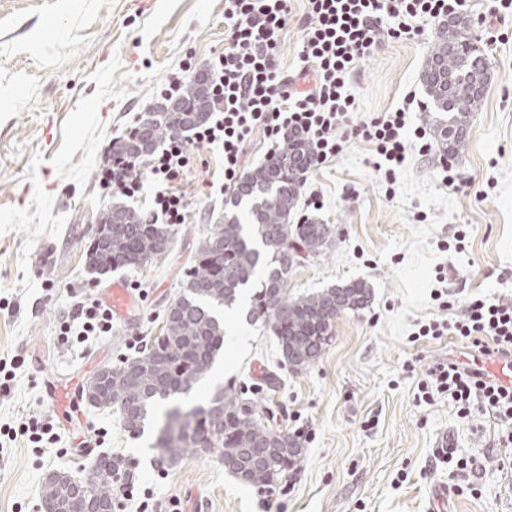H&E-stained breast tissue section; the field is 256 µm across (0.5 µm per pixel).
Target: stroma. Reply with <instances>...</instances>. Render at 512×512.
<instances>
[{
    "mask_svg": "<svg viewBox=\"0 0 512 512\" xmlns=\"http://www.w3.org/2000/svg\"><path fill=\"white\" fill-rule=\"evenodd\" d=\"M466 0L472 36L493 78L473 113L463 151L421 154L414 130L429 132L421 73L438 32L382 38L349 81L359 117L406 111L407 159L387 186L370 144L355 140L304 175L293 222L333 225L323 254L293 268L289 289L312 292L362 281L364 310L341 313L324 353L301 372L275 369L277 343L244 311L226 312L224 349L208 376L178 405L204 404L216 386L246 382L301 442L298 469L260 490L225 471L216 454L185 456L160 471L157 429L124 431L115 411L77 399L56 404L53 389L85 388L103 366L158 336L181 271L209 225L223 221L228 194L220 149L190 146L176 190L189 203L174 225L168 256L132 270L90 273L84 251L102 212L120 203L152 213L151 185L125 197L99 182L113 139L158 101L171 75L208 69L224 51V0H0V357L20 356L10 393H0V427L50 416L54 439L40 448H0V512H41L52 471L91 474L101 457L128 463L178 512H430V489L448 490L446 512H512V465L498 441L504 426L480 411L460 417L447 397H417L426 368L462 359L451 336L417 338L419 325L460 315L466 301L512 300V12ZM305 0H292L280 36L279 68L300 72ZM462 181V188L448 183ZM319 196L321 209L307 207ZM464 243H456L458 230ZM447 272L439 280V272ZM137 289V319L70 348L60 326L73 294ZM107 430L97 445L99 430ZM447 434L452 461L434 456Z\"/></svg>",
    "mask_w": 512,
    "mask_h": 512,
    "instance_id": "1",
    "label": "stroma"
}]
</instances>
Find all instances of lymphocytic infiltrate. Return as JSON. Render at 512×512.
I'll return each instance as SVG.
<instances>
[{
	"mask_svg": "<svg viewBox=\"0 0 512 512\" xmlns=\"http://www.w3.org/2000/svg\"><path fill=\"white\" fill-rule=\"evenodd\" d=\"M301 56L306 64L297 77L275 65L279 36L288 23V0H224L228 26L223 54L211 65V112L188 135L169 138L152 156L145 175L132 163L105 156L102 177L113 192L134 196L142 178L155 186L153 205L169 224L185 223L188 204L172 186L188 166V144L221 146L224 182L244 175L242 155L254 133H262L270 148L286 134L304 135L320 165L339 155L347 142L370 143L379 161L376 170L394 184L397 168L406 160V113L396 110L360 120L347 82L357 63L373 54L380 34L394 39L418 35L420 23H438L465 6V0H306ZM311 80L308 89L298 88ZM112 311L91 293L73 305L62 326L64 336L83 343L112 331ZM419 336H455L493 360L512 357V302L467 301L454 321L433 320L420 325ZM423 398L448 395L459 413L481 410L505 426L512 425V385L503 384L486 369L456 360L429 365L418 383Z\"/></svg>",
	"mask_w": 512,
	"mask_h": 512,
	"instance_id": "lymphocytic-infiltrate-1",
	"label": "lymphocytic infiltrate"
}]
</instances>
